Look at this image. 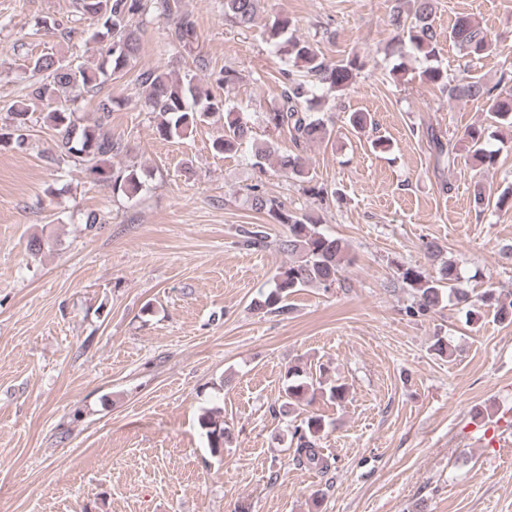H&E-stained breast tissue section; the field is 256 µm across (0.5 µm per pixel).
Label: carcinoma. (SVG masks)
I'll return each instance as SVG.
<instances>
[{"label": "carcinoma", "mask_w": 512, "mask_h": 512, "mask_svg": "<svg viewBox=\"0 0 512 512\" xmlns=\"http://www.w3.org/2000/svg\"><path fill=\"white\" fill-rule=\"evenodd\" d=\"M172 2L79 0L81 17L91 20L94 26L89 40L99 45L103 56L101 64L94 69L51 54L28 58L27 69L36 79L30 85V95L47 103L48 112L43 120L56 131L55 148L47 155L50 165H58L65 159L77 161L84 165L89 179L110 187L114 197L130 200L143 190V182L135 167H116L112 163L113 158L126 152L124 141L114 136L108 127L112 98L99 101L98 116L91 122L77 117L70 103L86 96L94 97L104 83L126 75L141 45V29L132 25V19L150 13L156 17L168 16ZM259 5L260 0H224V16L240 28H249ZM434 16L433 0H406L404 4H395L388 17L389 25L406 33L407 40H398L391 53L401 58L408 55L418 59L421 67L417 79L438 86L452 101L487 100L496 123L512 131V95L503 94L499 90L500 83L490 85L472 75L458 80L448 79L447 70L441 65L440 35ZM265 34L286 64L280 70L278 104L265 115L266 127L277 133L288 132L296 153L281 159L280 168L286 177L303 183L306 193L318 198L326 189L307 168L304 152L309 143L330 137L332 130L315 112L331 94L348 90L367 67L368 60L356 53L329 64L317 44L293 33L292 21L285 15L274 18ZM196 37L195 21L188 14L181 16L171 32V39L189 46ZM448 41L457 45L473 63L489 55L494 48L488 32L469 15L455 19L448 28ZM194 64L197 70L210 72L213 82L220 87L228 88L238 80L237 71L227 66L217 72L210 71V62L202 55L194 58ZM135 82L143 89L145 105L155 115L156 133L164 140L183 139L197 123L215 116L224 120V136L214 142L215 151L236 152L251 138L250 127L238 107L229 99L214 97L202 89L191 74L179 76L150 67L139 70ZM32 123L33 113L26 104L21 101L12 104L7 121L0 125V145L24 148ZM428 138L437 164L454 168L458 159L457 143L451 138L445 141L434 133L428 134ZM462 140L467 143L468 159L475 166L495 167L497 151L487 147L485 130L481 126L467 128ZM276 153L272 140L253 145L251 166L258 173H265V162ZM250 201L255 210L266 212L278 223L288 225V236L278 244L287 261L274 275L273 288L260 293L253 301L258 311L284 314L288 312V296L297 289L316 284L328 288L336 281L343 265L349 261L348 246L343 240L325 234L311 214L288 210L281 201L265 195L258 183L251 188ZM241 233L249 246L259 248L267 243L268 235L260 224L243 228ZM400 277L413 292L412 303L406 308V313L412 317L434 312L448 295L464 304L469 313L482 306L491 307L500 321L512 323V300H502L501 293L496 290L472 296L454 287L459 277L450 261L442 263L434 276L407 266L401 268ZM288 380L278 406V413L283 416H291L299 404L309 405L319 395L339 401L346 393L345 385L328 387L320 378L307 377L294 367L288 369ZM199 426L211 454L222 455L229 440L223 409L216 407L204 411L199 416ZM324 429L325 422L317 414H309L291 425L289 432L295 445L293 460L298 465L322 473L330 469L328 458L320 448Z\"/></svg>", "instance_id": "cac0c4a2"}]
</instances>
